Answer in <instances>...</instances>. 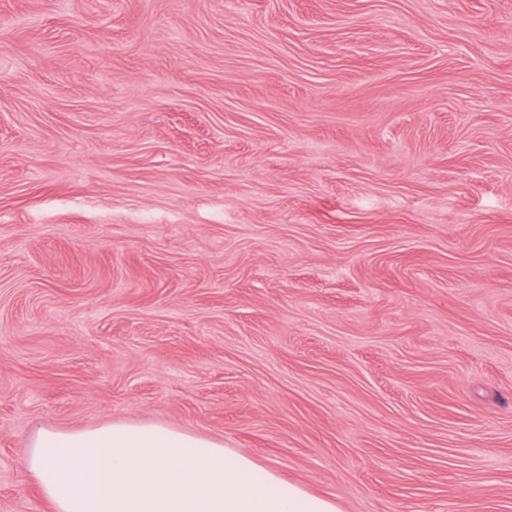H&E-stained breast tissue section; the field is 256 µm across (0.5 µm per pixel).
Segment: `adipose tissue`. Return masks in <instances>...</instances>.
<instances>
[{
    "label": "adipose tissue",
    "mask_w": 512,
    "mask_h": 512,
    "mask_svg": "<svg viewBox=\"0 0 512 512\" xmlns=\"http://www.w3.org/2000/svg\"><path fill=\"white\" fill-rule=\"evenodd\" d=\"M22 463L54 512H338L222 442L163 426L44 428Z\"/></svg>",
    "instance_id": "1"
}]
</instances>
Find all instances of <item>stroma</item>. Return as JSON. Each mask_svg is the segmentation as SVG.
<instances>
[{
  "label": "stroma",
  "mask_w": 512,
  "mask_h": 512,
  "mask_svg": "<svg viewBox=\"0 0 512 512\" xmlns=\"http://www.w3.org/2000/svg\"><path fill=\"white\" fill-rule=\"evenodd\" d=\"M112 421L512 512V0H0V512Z\"/></svg>",
  "instance_id": "35a3bbf8"
}]
</instances>
